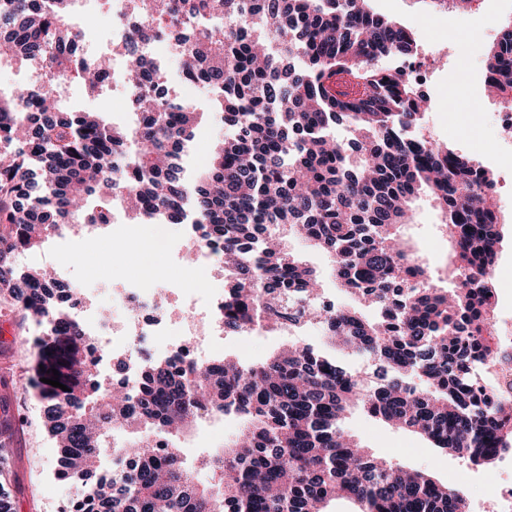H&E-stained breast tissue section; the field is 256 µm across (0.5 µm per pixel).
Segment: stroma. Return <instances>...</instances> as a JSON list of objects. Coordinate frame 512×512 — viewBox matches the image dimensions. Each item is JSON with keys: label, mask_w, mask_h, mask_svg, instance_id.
<instances>
[{"label": "stroma", "mask_w": 512, "mask_h": 512, "mask_svg": "<svg viewBox=\"0 0 512 512\" xmlns=\"http://www.w3.org/2000/svg\"><path fill=\"white\" fill-rule=\"evenodd\" d=\"M371 5L375 13L414 34L415 60L424 74L420 89L429 98L419 134L447 143L459 153L480 161L500 183L502 237L493 282L497 292L512 298V150H500L494 139L490 121L501 102L487 98L484 85L485 54L496 41L502 23L512 18V0H481L478 10L454 17L430 11L423 0H371ZM452 36L458 41L459 51L438 52V44ZM414 210V223L405 225L401 235L425 261L432 281L440 287H450V252L442 218L425 196L415 201ZM120 236L118 225L112 223L98 227L67 226L49 236L41 247L19 255L16 264L22 268L54 269L77 292L85 293L89 304L95 307L103 306L104 295L120 287L129 274L148 266L165 269L171 279H182L183 265L174 258L179 240L171 228L162 233V244L152 264H145L142 255L133 254L122 263L93 268L91 256L106 251L108 242ZM93 272L104 280L98 293L85 289V277ZM32 334V325L21 323L18 315L0 312V378L14 386L12 409L26 419L25 424L19 425L11 449L10 465L19 482L12 491V502L15 512H60L73 497L74 489L56 479L58 450L38 420V407L29 385L31 361L27 343ZM292 339L317 347L326 344L325 336L317 328L309 334L296 333L292 338L280 332L254 336L227 333L213 353L244 364L259 363ZM344 427L361 444L385 454L393 462L430 472L458 487L468 486L478 498L487 493V475L482 468L432 448L416 435L386 426L358 409L347 415ZM240 429V421L228 416L209 428L204 438H197L192 430L179 434L188 465L215 455Z\"/></svg>", "instance_id": "35a3bbf8"}]
</instances>
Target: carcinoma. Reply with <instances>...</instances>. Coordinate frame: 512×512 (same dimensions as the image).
Returning a JSON list of instances; mask_svg holds the SVG:
<instances>
[{"label":"carcinoma","mask_w":512,"mask_h":512,"mask_svg":"<svg viewBox=\"0 0 512 512\" xmlns=\"http://www.w3.org/2000/svg\"><path fill=\"white\" fill-rule=\"evenodd\" d=\"M74 2L10 0L0 12V61H47L40 84L0 93V138L21 144L0 158V304L23 323L50 322L33 345L32 386L59 449L57 479L90 484L70 512H329L340 500L354 512H466L459 489L343 428L359 408L487 470L512 448V412L472 377L476 363L497 358L494 176L430 137L403 135L428 110L427 97L387 65L415 54L408 29L368 0H130L145 22L134 37L169 30L183 79L207 90L211 111L235 129L207 147L205 167L189 178L178 159L204 113L163 103L161 73L135 45L126 48L140 104L132 126L57 103L59 80L97 95L112 75L108 57H74ZM432 3L472 10L471 0ZM186 18L197 29L183 28ZM485 70L486 89L512 98V25L489 48ZM337 73L357 80L352 97L332 89ZM118 184L133 223L162 215L224 242V328L273 332L285 313L308 317L334 351L297 341L260 364L151 362L134 391L99 387L91 340L60 308L70 289L15 260L60 224L107 223L110 208L88 202L112 201ZM423 193L450 228V291L432 284L399 234ZM290 236L332 257L336 287L353 304L317 306L319 274L289 251ZM341 354L366 358L373 372L352 371ZM53 369L67 390L41 382ZM0 385V512H14L5 484L21 419L9 383ZM207 411L234 414L244 428L206 462L215 483L201 488L175 437ZM116 426L142 437L99 476ZM154 433L166 439L153 446Z\"/></svg>","instance_id":"obj_1"}]
</instances>
